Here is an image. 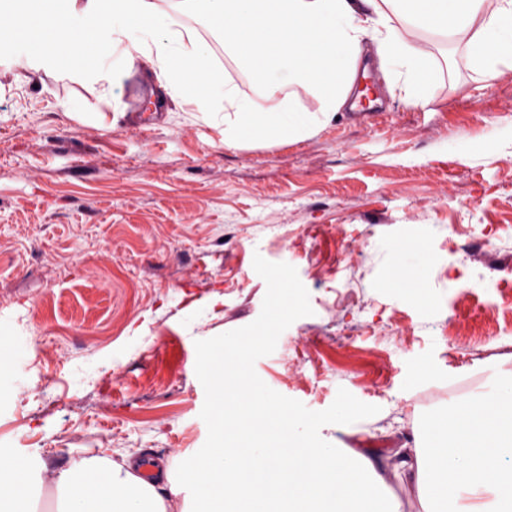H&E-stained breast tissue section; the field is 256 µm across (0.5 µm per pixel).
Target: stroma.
<instances>
[{
    "instance_id": "stroma-1",
    "label": "stroma",
    "mask_w": 512,
    "mask_h": 512,
    "mask_svg": "<svg viewBox=\"0 0 512 512\" xmlns=\"http://www.w3.org/2000/svg\"><path fill=\"white\" fill-rule=\"evenodd\" d=\"M433 54L427 107L405 106L399 76L375 66L376 106L302 142L240 150L187 106L154 110L136 75L122 111L92 121L62 109L95 102L92 83L0 76V332L26 341L0 375V456L37 472L108 448L176 472L207 438L195 343L259 316L257 254L294 266L313 309L258 376L313 411L341 388L380 408L321 428L342 451L414 447L427 416L488 369H512V302L467 255L487 238L512 256V69L483 77L462 48ZM425 226L429 319L417 291L381 286L370 261ZM92 359L98 373L80 377Z\"/></svg>"
}]
</instances>
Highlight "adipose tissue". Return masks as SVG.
<instances>
[{"label":"adipose tissue","mask_w":512,"mask_h":512,"mask_svg":"<svg viewBox=\"0 0 512 512\" xmlns=\"http://www.w3.org/2000/svg\"><path fill=\"white\" fill-rule=\"evenodd\" d=\"M215 28L275 109L240 95L199 40L194 22ZM97 32L84 41L85 32ZM446 36L464 45L471 69L512 68V0H0V57L27 77L83 75L99 87L98 109L121 106L120 91L144 72L162 95L192 107L223 132L229 149L293 144L336 120L351 95L366 44L381 67L404 79L405 105L432 101L433 61L424 43ZM306 86L305 107L288 89ZM281 427L244 433L216 425L215 444L198 464L209 477L206 512H260L239 484L263 464L259 487L273 490L283 512H320L335 501L352 512H383L377 484L385 471L413 482L430 512H512V372L489 391L452 400L448 415L425 424L427 445L402 448L389 462L291 438L293 416L278 407ZM290 468H283V461ZM197 469V470H198ZM253 476V475H252ZM53 512H171L155 485L108 452L52 470ZM32 471L23 457L0 459V512H37Z\"/></svg>","instance_id":"obj_1"}]
</instances>
